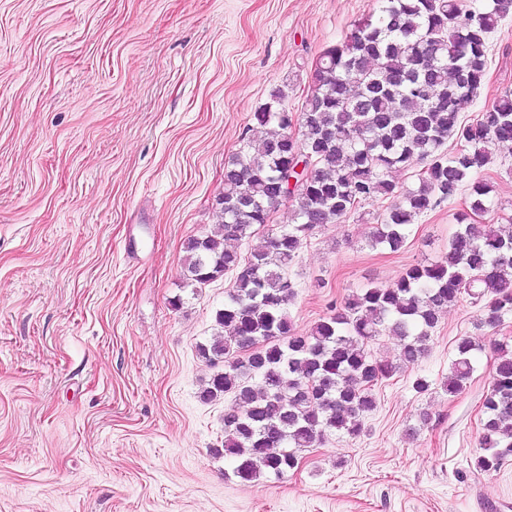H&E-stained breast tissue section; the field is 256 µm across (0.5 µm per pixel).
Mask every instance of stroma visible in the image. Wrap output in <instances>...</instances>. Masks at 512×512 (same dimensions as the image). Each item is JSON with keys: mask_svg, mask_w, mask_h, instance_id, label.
Returning a JSON list of instances; mask_svg holds the SVG:
<instances>
[{"mask_svg": "<svg viewBox=\"0 0 512 512\" xmlns=\"http://www.w3.org/2000/svg\"><path fill=\"white\" fill-rule=\"evenodd\" d=\"M376 0H0V512H512V457L476 468L494 344L469 296L442 315L416 364L373 388L358 437L329 434L299 468L246 481L214 456L233 396L200 391L198 354L232 274L183 277L184 244L220 221L224 163L272 91L299 112L318 56ZM512 89V14L460 113ZM512 219V153L481 173ZM368 202L307 237L288 267V315L308 332L336 301L442 260L463 199L417 217L398 252L369 237ZM483 344L446 392L461 338ZM426 392L413 387L417 378Z\"/></svg>", "mask_w": 512, "mask_h": 512, "instance_id": "35a3bbf8", "label": "stroma"}]
</instances>
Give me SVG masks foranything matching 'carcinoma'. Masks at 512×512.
<instances>
[{"label": "carcinoma", "mask_w": 512, "mask_h": 512, "mask_svg": "<svg viewBox=\"0 0 512 512\" xmlns=\"http://www.w3.org/2000/svg\"><path fill=\"white\" fill-rule=\"evenodd\" d=\"M378 3L319 55L297 114L302 137L289 131L279 90L253 113L238 151L224 163L217 200L224 220L184 247L189 283L234 273L216 314L222 333L198 348L224 371L200 398L232 394L244 408L224 415V445L215 454L235 458L236 473L247 481L296 468L299 452L329 432L361 434L363 418L376 406L372 387L395 371L369 352L376 337H398L400 360L413 364L429 331L462 294L486 300L484 327L495 328L512 312V224L468 221L491 205V188L478 177L491 163L490 147L512 152V90L472 122H460V109L487 76L489 34L512 12V0H488L477 10L464 0ZM450 137L460 143L451 153L445 150ZM419 162L425 168L418 186L396 191L389 173ZM286 177L295 179L294 223L243 256L240 245L254 226L269 223ZM463 191L460 229L443 260L412 265L389 286L355 292L308 333L296 331L286 311L294 295L287 268L314 229L361 204L393 198L370 246L396 252L406 244L408 225ZM477 350L466 338L457 342L448 393L463 390ZM483 414L475 464L491 471L512 456V349L503 344Z\"/></svg>", "instance_id": "carcinoma-1"}]
</instances>
